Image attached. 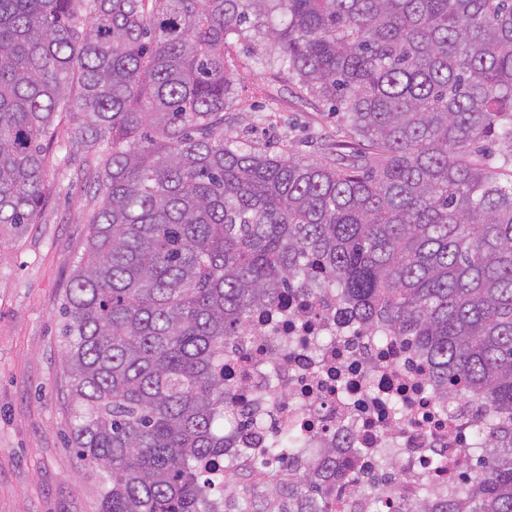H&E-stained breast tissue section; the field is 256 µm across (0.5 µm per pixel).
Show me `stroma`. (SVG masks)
I'll list each match as a JSON object with an SVG mask.
<instances>
[{
	"label": "stroma",
	"mask_w": 512,
	"mask_h": 512,
	"mask_svg": "<svg viewBox=\"0 0 512 512\" xmlns=\"http://www.w3.org/2000/svg\"><path fill=\"white\" fill-rule=\"evenodd\" d=\"M270 45L230 36L224 58L235 97L224 134L240 148L311 159L336 144L364 151L341 113L297 75L257 65ZM58 126L47 166L49 192L34 224L0 237V512H99V478L70 445L71 398L64 367L63 314L74 261L81 254L99 186L66 159Z\"/></svg>",
	"instance_id": "35a3bbf8"
}]
</instances>
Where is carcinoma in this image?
<instances>
[{"mask_svg": "<svg viewBox=\"0 0 512 512\" xmlns=\"http://www.w3.org/2000/svg\"><path fill=\"white\" fill-rule=\"evenodd\" d=\"M231 34L276 47L368 155L224 138ZM105 153L67 290L71 443L101 512H215L224 340L324 272L464 384L491 451L442 508L512 512V0H0V234L36 222L58 123ZM499 142L497 155L478 145ZM314 470L288 498L328 512Z\"/></svg>", "mask_w": 512, "mask_h": 512, "instance_id": "carcinoma-1", "label": "carcinoma"}]
</instances>
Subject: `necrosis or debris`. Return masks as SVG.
I'll list each match as a JSON object with an SVG mask.
<instances>
[{
	"label": "necrosis or debris",
	"instance_id": "1",
	"mask_svg": "<svg viewBox=\"0 0 512 512\" xmlns=\"http://www.w3.org/2000/svg\"><path fill=\"white\" fill-rule=\"evenodd\" d=\"M224 382L235 392L224 413V463L243 485L259 483L240 456L293 435L284 474L345 463L331 512H373L375 490L392 487L408 512L422 486L443 501L465 460L486 447L471 429L475 406L434 390V367L411 340L363 327L335 288L294 290L254 312L246 335L224 341Z\"/></svg>",
	"mask_w": 512,
	"mask_h": 512
}]
</instances>
